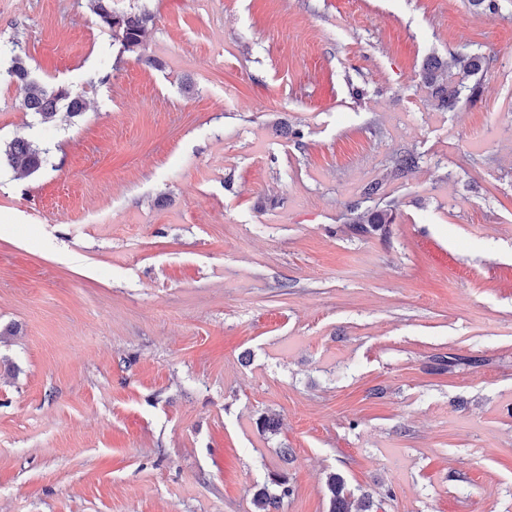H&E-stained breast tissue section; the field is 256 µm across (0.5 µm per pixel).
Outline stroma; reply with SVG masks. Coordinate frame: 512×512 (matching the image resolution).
Wrapping results in <instances>:
<instances>
[{"label":"stroma","instance_id":"stroma-1","mask_svg":"<svg viewBox=\"0 0 512 512\" xmlns=\"http://www.w3.org/2000/svg\"><path fill=\"white\" fill-rule=\"evenodd\" d=\"M117 4L138 52L88 0H0V142L47 152L0 166V512H254L274 472L280 512L333 472L512 512V0ZM464 45L478 95L440 109ZM16 54L89 109L41 122ZM353 203L396 220L353 238ZM98 25L109 31L121 52H136L143 43L147 28L153 22L148 11H124L112 7V0H89ZM445 65L441 59L434 58L427 63L424 82L431 90V95L434 97L440 106L448 111L454 110L462 100L463 92L469 91L466 100L471 98L475 92L476 84L472 87H467L463 82L452 85L442 77ZM42 151L25 138H15L2 149L0 164L5 163L15 170L27 174L39 171L43 165ZM270 484L276 487V492H272L268 485L255 490L252 499L255 512H278L283 499L292 493L287 479L279 473L270 476Z\"/></svg>","mask_w":512,"mask_h":512}]
</instances>
